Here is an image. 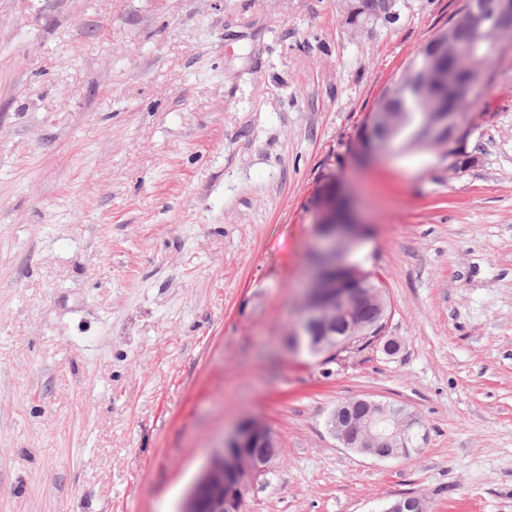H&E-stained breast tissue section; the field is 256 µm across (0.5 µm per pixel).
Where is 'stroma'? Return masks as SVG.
Segmentation results:
<instances>
[{
  "mask_svg": "<svg viewBox=\"0 0 512 512\" xmlns=\"http://www.w3.org/2000/svg\"><path fill=\"white\" fill-rule=\"evenodd\" d=\"M0 0V512H181L225 434L279 446L245 512H512V32L439 147L353 159L461 0ZM361 202L395 353L286 345L325 173ZM403 407L410 457L343 447ZM357 400L345 401L338 405L345 404L350 411L352 420L356 423L351 422L345 413L340 412L338 408L334 409L328 418L329 430L346 448H355L379 460L389 458L393 455L366 448H384V451L389 448L392 451V448L401 446V441L405 434H408L414 427L420 426L416 419H409L402 426L398 427L395 432L387 433L384 429V424L393 418L397 410L387 403L372 400L367 401L373 404L375 411L367 421L358 424L367 416V410L362 405H355L353 407ZM370 444L374 446H369Z\"/></svg>",
  "mask_w": 512,
  "mask_h": 512,
  "instance_id": "1",
  "label": "stroma"
}]
</instances>
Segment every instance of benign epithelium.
<instances>
[{
  "label": "benign epithelium",
  "instance_id": "1",
  "mask_svg": "<svg viewBox=\"0 0 512 512\" xmlns=\"http://www.w3.org/2000/svg\"><path fill=\"white\" fill-rule=\"evenodd\" d=\"M510 9L512 0H462L460 11L434 34L433 53L420 65L413 62L407 65L405 75L408 84L423 94L435 79L453 82V72L445 63L455 57L456 46L452 37L455 28L463 23L495 32L499 29L497 15ZM386 101L387 98H382L370 113L367 130L390 123L391 115L383 109ZM466 119L465 112L427 114L425 141L438 146L454 167L466 154ZM315 227L316 239L310 250L314 259L308 264L303 285L302 315L292 335L323 367L336 362L340 354L352 346V340L365 329L363 322L354 319L353 304L363 302L369 295L381 299L378 329L383 336L387 333L390 313L384 295L383 276L348 261V255L363 240V232L353 200L342 182L321 189ZM335 271L346 273L358 284L354 301L346 298L338 301L332 294L330 276ZM373 406L375 411L362 424L351 422L336 408L328 418V426L344 447L355 448L380 460L391 457V454L381 453L379 449L400 446L404 435L419 422L409 419L395 432L388 433L384 424L393 418L396 409L376 401ZM275 447V437L260 419L241 420L224 437L221 448L210 457L182 512H243L248 494L242 493L237 485L242 470H248L252 476L249 485L252 489L261 477L272 470L273 461L270 457H253L245 463L242 450Z\"/></svg>",
  "mask_w": 512,
  "mask_h": 512
}]
</instances>
